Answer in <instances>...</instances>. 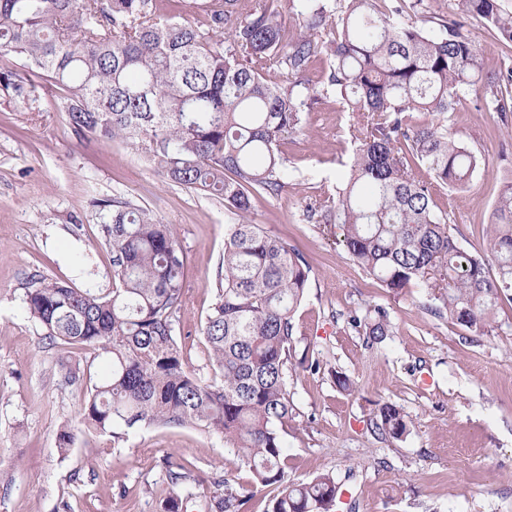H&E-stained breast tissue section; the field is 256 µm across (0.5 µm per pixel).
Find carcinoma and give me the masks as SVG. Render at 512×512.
<instances>
[{"label":"carcinoma","mask_w":512,"mask_h":512,"mask_svg":"<svg viewBox=\"0 0 512 512\" xmlns=\"http://www.w3.org/2000/svg\"><path fill=\"white\" fill-rule=\"evenodd\" d=\"M297 23L279 20L272 0H199L196 26L157 14V0H0V54L20 59L30 78L0 68V99L37 101L35 80L61 86L63 111L78 134L121 140L181 187L224 201L215 303L202 334L216 378L194 374L173 335L182 303L185 255L169 224L129 201H100L112 288L41 280L26 295L30 317L51 346H92L109 371L69 369L88 399L81 424L111 434L138 425L190 426L232 444L255 489L272 488L266 512H332L333 475L288 477L278 430L293 413L287 373L294 312L309 284L300 253L250 215L257 200L288 188L280 138L301 128L320 91L302 81L321 54L323 87L366 119L336 196L306 209L315 224H337L349 256L389 290L442 283L438 313L485 334L502 298L512 300V182L502 186L486 256L462 249L434 186L463 189L477 152L448 133L447 114L465 90H485L486 111L512 112V70L484 76L479 51L443 17H405L390 0H290ZM463 11L512 42V15L498 0H462ZM420 112L431 116L413 121ZM425 167L428 182L414 174ZM495 263L490 272L487 259ZM367 341L391 335L386 312L359 320ZM375 431L401 440L410 422L379 406ZM204 512H249L253 492L218 482Z\"/></svg>","instance_id":"cac0c4a2"}]
</instances>
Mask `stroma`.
Returning a JSON list of instances; mask_svg holds the SVG:
<instances>
[{"mask_svg": "<svg viewBox=\"0 0 512 512\" xmlns=\"http://www.w3.org/2000/svg\"><path fill=\"white\" fill-rule=\"evenodd\" d=\"M426 14L460 21L487 71L512 67V42L465 15L461 0H424ZM36 109L0 99V512H162L169 498L195 503L217 480L248 474L223 436L185 426H140L115 439L81 431L85 386L63 381L64 348L48 346L26 310L39 279L112 285V258L100 231L98 201L118 198L172 225L186 257L173 334L189 365L212 374L201 333L216 300L224 255L222 200L172 184L129 146L74 132L63 90L39 82ZM470 90L448 115V130L474 147L479 165L468 187L436 189L450 231L469 253H483L503 183L512 181V116L483 111ZM355 114L336 93L306 112L301 131L279 150L288 188L255 205L251 218L287 241L310 267L294 315L295 365L288 390L296 415L282 437L288 474H332L336 512H512V303L488 334L476 335L434 313L432 289L396 294L359 267L334 224L304 216L315 196L335 193L355 143ZM383 309L392 336L369 345L354 321ZM319 358L318 371L299 364ZM349 377L352 391L337 376ZM412 423L403 440L381 439L370 422L380 404ZM78 429L68 456L61 427ZM190 477L166 478L168 458Z\"/></svg>", "mask_w": 512, "mask_h": 512, "instance_id": "1", "label": "stroma"}]
</instances>
